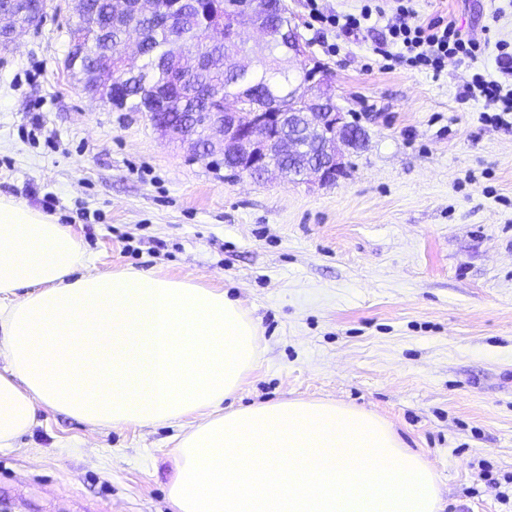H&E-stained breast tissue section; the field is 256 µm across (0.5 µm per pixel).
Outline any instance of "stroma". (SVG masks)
<instances>
[{
    "mask_svg": "<svg viewBox=\"0 0 512 512\" xmlns=\"http://www.w3.org/2000/svg\"><path fill=\"white\" fill-rule=\"evenodd\" d=\"M0 49V196L69 227L95 269L189 279L240 299L255 368L225 407H362L436 470L444 512H512V128L440 77L338 54L286 0L310 62L365 144L336 181L236 178L103 107L65 67L71 0ZM512 41V0H420ZM500 21H493L494 10ZM197 420L92 427L38 407L0 450V512H174L171 451Z\"/></svg>",
    "mask_w": 512,
    "mask_h": 512,
    "instance_id": "1",
    "label": "stroma"
}]
</instances>
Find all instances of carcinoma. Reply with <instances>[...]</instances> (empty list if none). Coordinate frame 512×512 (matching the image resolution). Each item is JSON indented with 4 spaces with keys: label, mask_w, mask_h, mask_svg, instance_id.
<instances>
[{
    "label": "carcinoma",
    "mask_w": 512,
    "mask_h": 512,
    "mask_svg": "<svg viewBox=\"0 0 512 512\" xmlns=\"http://www.w3.org/2000/svg\"><path fill=\"white\" fill-rule=\"evenodd\" d=\"M235 2L199 0L200 10L186 13L176 33L166 26L148 27L141 64L119 90L116 110L144 112L161 93L165 99L161 111L173 113L172 119L179 122L187 112L224 105L226 97L258 103L270 112L288 111L293 86L314 79L317 67L309 68L303 61L292 69L284 66L288 62V9L283 0H267L274 37L259 58L260 67L249 73L226 72L224 45L211 44L208 28L224 26ZM111 14L110 0H87L86 15L97 27L70 29L65 65L72 73L91 72L90 54L115 49L123 42L120 29L104 32L103 21Z\"/></svg>",
    "instance_id": "1"
}]
</instances>
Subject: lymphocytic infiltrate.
<instances>
[{
    "mask_svg": "<svg viewBox=\"0 0 512 512\" xmlns=\"http://www.w3.org/2000/svg\"><path fill=\"white\" fill-rule=\"evenodd\" d=\"M306 2L311 18L336 36L355 38L379 31L375 54L436 77L448 60L469 63L483 52L480 42L467 37L454 20L441 15L422 18L417 0H357L348 11L327 9L319 0ZM494 46L496 70L474 72L466 95L483 99L494 110L491 122L502 125L512 116V87L501 80L503 74L512 72V43L500 38Z\"/></svg>",
    "mask_w": 512,
    "mask_h": 512,
    "instance_id": "obj_1",
    "label": "lymphocytic infiltrate"
}]
</instances>
